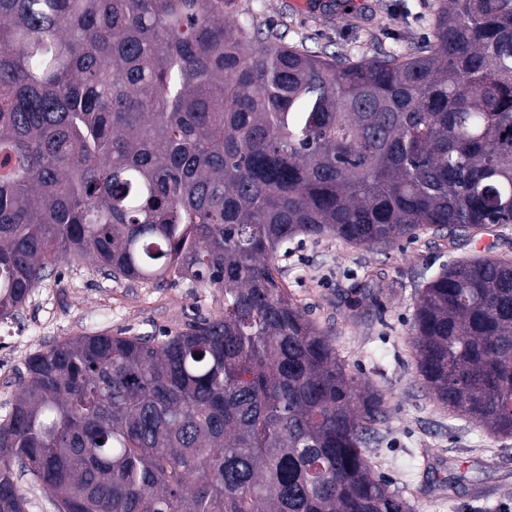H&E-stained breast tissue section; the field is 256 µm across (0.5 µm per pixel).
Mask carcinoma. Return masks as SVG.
<instances>
[{
	"mask_svg": "<svg viewBox=\"0 0 512 512\" xmlns=\"http://www.w3.org/2000/svg\"><path fill=\"white\" fill-rule=\"evenodd\" d=\"M236 0H0V322L62 264L187 280L224 312L32 355L0 418L58 512H409L365 451L385 397L288 295L296 237L512 224V0H444L404 55L300 50ZM414 348L448 411L512 435V258L446 265Z\"/></svg>",
	"mask_w": 512,
	"mask_h": 512,
	"instance_id": "cac0c4a2",
	"label": "carcinoma"
}]
</instances>
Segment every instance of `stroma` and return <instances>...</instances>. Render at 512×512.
I'll use <instances>...</instances> for the list:
<instances>
[{"label":"stroma","mask_w":512,"mask_h":512,"mask_svg":"<svg viewBox=\"0 0 512 512\" xmlns=\"http://www.w3.org/2000/svg\"><path fill=\"white\" fill-rule=\"evenodd\" d=\"M288 44L351 59L404 54L433 29L441 0H335L324 12L302 0H239ZM512 256V225L458 240L425 233L386 247L295 238L275 263L308 317L333 330L338 358L361 386L384 395L388 416L366 448L374 471L413 512H512V436L449 413L423 384L412 327L416 300L443 266L478 255ZM222 293L179 281L115 280L94 265L48 276L17 318L0 323V416L30 355L82 334L160 336L216 315ZM455 483L452 499L431 496Z\"/></svg>","instance_id":"stroma-1"}]
</instances>
